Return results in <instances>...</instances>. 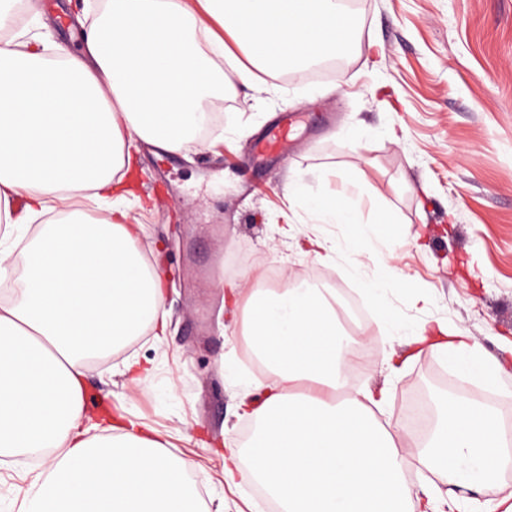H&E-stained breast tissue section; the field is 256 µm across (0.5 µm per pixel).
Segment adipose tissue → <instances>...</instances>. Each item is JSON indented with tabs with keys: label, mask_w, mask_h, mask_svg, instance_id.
Instances as JSON below:
<instances>
[{
	"label": "adipose tissue",
	"mask_w": 512,
	"mask_h": 512,
	"mask_svg": "<svg viewBox=\"0 0 512 512\" xmlns=\"http://www.w3.org/2000/svg\"><path fill=\"white\" fill-rule=\"evenodd\" d=\"M30 8L0 0V280L23 267L22 288L0 298V456L44 460L24 512H205L186 459L137 421H104L85 408L91 357L168 328L122 171L143 142L193 151L202 103L219 86L251 87L259 73L346 55L351 41L324 32L357 22L338 0H112L81 52L57 43L48 59L14 34L16 14ZM232 41L245 61L233 59ZM19 194L28 199L20 214ZM76 195L110 203L108 218L75 208ZM304 203L318 223L348 226L347 243L359 249L363 232L344 198ZM34 222L37 234L14 262L7 242ZM246 324L270 382L261 404L242 400L258 429L245 459L225 456L224 474L259 484L281 512H438L433 488L409 484L408 462L468 490L492 485L505 468L512 440L482 406L446 402L426 441L400 442L381 427L372 410L389 390L350 384L353 339L325 289H254ZM410 331L416 352L494 378L461 330L438 321ZM298 381L325 397L293 393Z\"/></svg>",
	"instance_id": "adipose-tissue-1"
}]
</instances>
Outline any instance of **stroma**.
Masks as SVG:
<instances>
[{
	"instance_id": "stroma-1",
	"label": "stroma",
	"mask_w": 512,
	"mask_h": 512,
	"mask_svg": "<svg viewBox=\"0 0 512 512\" xmlns=\"http://www.w3.org/2000/svg\"><path fill=\"white\" fill-rule=\"evenodd\" d=\"M111 0H53L18 26L32 48L53 43L79 51L85 31L75 22L98 17ZM359 37L339 76L299 77L263 90L237 85L223 122L188 156L163 160L141 148L127 179L130 210L140 225L139 248L159 272L168 332L134 338L86 376L90 413H124L156 429L174 454L188 460L193 485L210 512H268L267 499L244 484L224 486V451L239 447L245 419L237 403L268 375L250 368L239 344L245 307L228 306L233 291L266 284L270 272L289 284L310 273L331 278L335 293L366 302L365 284L395 273L382 295L386 307L418 324L442 319L465 329L499 370L498 420L512 415V0H364ZM284 112L299 116L287 144L271 154L255 147ZM340 193L357 183L351 205L363 222V246H345L342 224H315L288 186ZM392 224L375 227L378 213ZM316 228L336 246L324 266L277 229ZM372 319L365 337L375 350L355 387L390 385L378 419L398 426L417 382L434 402L480 394L444 381L440 355L412 356L411 338H384ZM411 355L389 374L390 351ZM149 367L137 383L121 370L127 357ZM43 468L25 458L0 464V512H19ZM413 485L438 488L439 508L467 498L473 505L512 503V477L496 488L469 491L409 469Z\"/></svg>"
}]
</instances>
